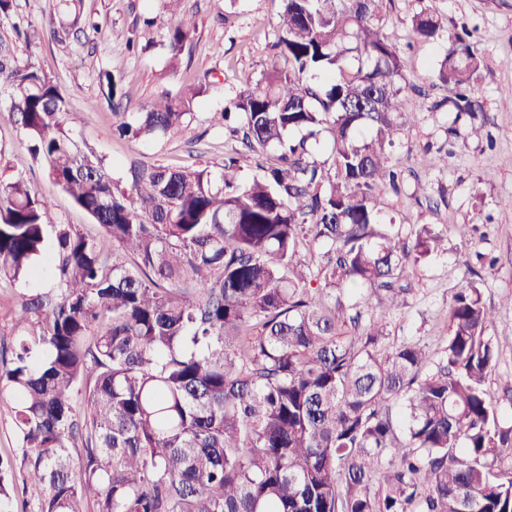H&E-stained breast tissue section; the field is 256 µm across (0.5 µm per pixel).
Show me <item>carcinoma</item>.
<instances>
[{
    "label": "carcinoma",
    "instance_id": "cac0c4a2",
    "mask_svg": "<svg viewBox=\"0 0 512 512\" xmlns=\"http://www.w3.org/2000/svg\"><path fill=\"white\" fill-rule=\"evenodd\" d=\"M284 2L277 46L289 69L247 82L222 113L245 150L271 149L277 163L245 182L230 154L217 182L165 165L122 181L82 152L65 96L23 58L31 33L16 0H0L15 38L0 39L9 111L32 159L103 231L59 225L58 297L26 300L17 325L37 315L40 330L0 361V398L45 491L39 512H76L84 498L96 512H512V471H494L512 426L485 389L498 350L478 286L454 296L434 367L417 343L376 352L410 269L445 250L427 224L404 239L379 222L408 123L399 48L374 24L379 0ZM411 26L428 40L443 29L427 6ZM189 38L169 29L172 53ZM480 70L469 33L456 34L435 70L448 107L481 110ZM100 86L110 102L122 96L110 71ZM191 104L162 98L132 120L116 110L112 131L176 133ZM324 134L329 163L307 147ZM49 224V202L26 179L0 181V278L32 273ZM307 238L326 248L314 279ZM355 290L380 307L364 326L360 305L341 301Z\"/></svg>",
    "mask_w": 512,
    "mask_h": 512
}]
</instances>
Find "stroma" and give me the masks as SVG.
<instances>
[{"mask_svg":"<svg viewBox=\"0 0 512 512\" xmlns=\"http://www.w3.org/2000/svg\"><path fill=\"white\" fill-rule=\"evenodd\" d=\"M18 10L37 37L30 55L56 83L69 103L66 124L86 153L104 159L114 176L133 165H167L209 169L219 175L226 152L237 141L216 118L246 80H257L271 68H287L274 44L283 0H181L177 12L165 11L162 0H17ZM440 15L443 38H413L411 17L417 0H380L378 26L399 47L409 82L401 95L410 123L396 140L403 179L399 192H386L379 205L384 222L410 232L428 224L447 239L448 250L422 258L409 272L411 292L386 318L383 347L408 341L426 344L439 356L448 335V305L460 288L477 281L496 320L489 335L498 360L486 387L499 402L503 425H512V69L502 62L512 56V0H428ZM93 17L98 30L72 29L57 41L50 29L74 14ZM157 16V26L144 27L143 15ZM185 23L191 37L180 54H172L164 37L167 24ZM474 34L483 66L475 85L487 137L469 136V119H456L432 101L448 91L436 85L433 69L448 47L449 36L461 29ZM138 41L140 53L128 52ZM112 71L124 95L108 103L99 76ZM196 98L181 132L174 136L121 139L113 136L115 111L134 116L161 97ZM458 126L456 143L448 129ZM24 135L0 93V178L23 175L51 205L56 224H69L87 235L99 227L48 175L32 162ZM452 147L443 166H431L427 148ZM42 274L16 283L0 280V357L10 358L18 336L14 313L31 296L53 294L57 282L53 263L42 260ZM0 461L9 463V479L24 487L27 512H38L41 493L27 483L22 454L14 438L11 403L0 398Z\"/></svg>","mask_w":512,"mask_h":512,"instance_id":"35a3bbf8","label":"stroma"}]
</instances>
